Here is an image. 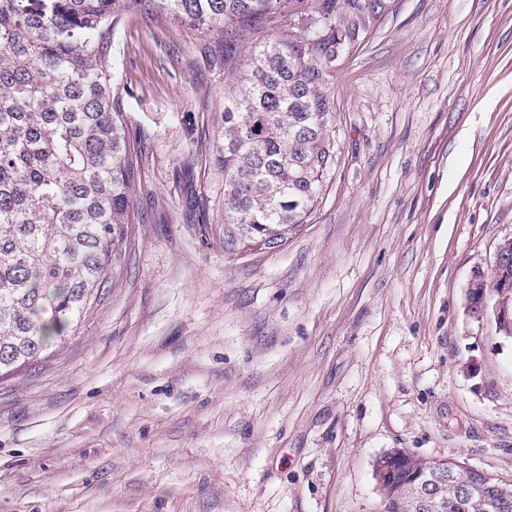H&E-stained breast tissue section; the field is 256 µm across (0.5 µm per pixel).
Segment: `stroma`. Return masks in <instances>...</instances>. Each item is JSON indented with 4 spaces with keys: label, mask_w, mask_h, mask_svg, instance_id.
<instances>
[{
    "label": "stroma",
    "mask_w": 512,
    "mask_h": 512,
    "mask_svg": "<svg viewBox=\"0 0 512 512\" xmlns=\"http://www.w3.org/2000/svg\"><path fill=\"white\" fill-rule=\"evenodd\" d=\"M176 22L112 51L139 222L75 336L0 378V512H382L374 464L512 486V340L466 311L512 238V0H395L336 74V166L287 245L189 203L224 90Z\"/></svg>",
    "instance_id": "1"
}]
</instances>
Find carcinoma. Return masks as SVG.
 I'll list each match as a JSON object with an SVG mask.
<instances>
[{
	"instance_id": "1",
	"label": "carcinoma",
	"mask_w": 512,
	"mask_h": 512,
	"mask_svg": "<svg viewBox=\"0 0 512 512\" xmlns=\"http://www.w3.org/2000/svg\"><path fill=\"white\" fill-rule=\"evenodd\" d=\"M393 0H0V373L75 335L135 223L140 143L114 83L131 12L200 34L224 86L192 211L227 253L277 250L308 221L336 165V71ZM383 512H426L438 461L386 464Z\"/></svg>"
}]
</instances>
